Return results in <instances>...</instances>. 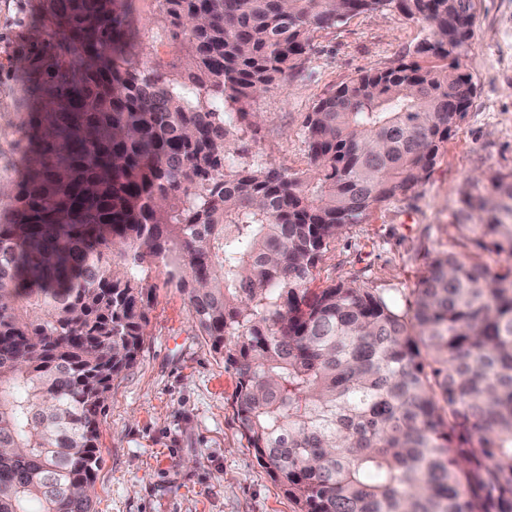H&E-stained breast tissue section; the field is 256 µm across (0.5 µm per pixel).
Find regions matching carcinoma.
<instances>
[{
	"instance_id": "1",
	"label": "carcinoma",
	"mask_w": 512,
	"mask_h": 512,
	"mask_svg": "<svg viewBox=\"0 0 512 512\" xmlns=\"http://www.w3.org/2000/svg\"><path fill=\"white\" fill-rule=\"evenodd\" d=\"M124 4L47 0L49 96L0 217V512H93L156 264L235 370L240 428L298 512H512V174L471 185L456 225L505 269L438 255L403 305L308 287L346 225L429 175L464 116L448 69L402 62L320 97L311 177L227 165L224 98L295 68L313 29L394 7L429 29L417 56L456 63L474 2L164 0L179 78L133 52Z\"/></svg>"
}]
</instances>
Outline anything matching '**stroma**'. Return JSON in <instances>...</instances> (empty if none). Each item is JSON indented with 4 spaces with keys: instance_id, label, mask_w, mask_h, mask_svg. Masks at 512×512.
<instances>
[{
    "instance_id": "obj_1",
    "label": "stroma",
    "mask_w": 512,
    "mask_h": 512,
    "mask_svg": "<svg viewBox=\"0 0 512 512\" xmlns=\"http://www.w3.org/2000/svg\"><path fill=\"white\" fill-rule=\"evenodd\" d=\"M46 0H0V183L23 168L27 115L45 97L54 36ZM136 52L181 75L183 45L155 0H132ZM473 39L457 70L475 93L428 177L383 203L331 241L312 288L352 283L397 300L408 297L438 254L469 255L455 228L467 184L512 173V0H474ZM425 24L396 10L367 12L314 29L296 68L227 111L253 118L234 132L242 166L289 173L309 167L303 120L316 100L365 70L413 60ZM159 289L144 344L114 380L99 437L94 512H297L256 459L233 404L236 377L196 330L186 295L154 272Z\"/></svg>"
}]
</instances>
